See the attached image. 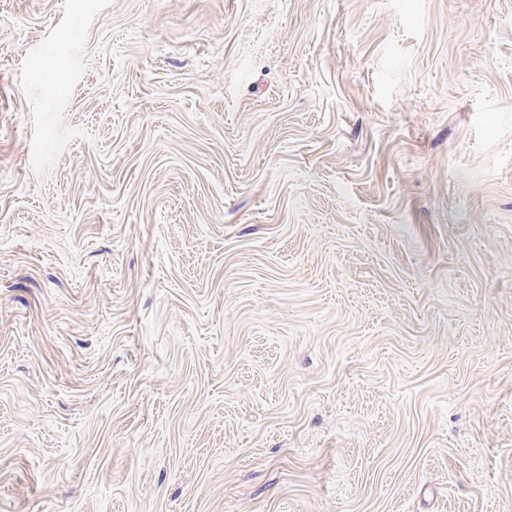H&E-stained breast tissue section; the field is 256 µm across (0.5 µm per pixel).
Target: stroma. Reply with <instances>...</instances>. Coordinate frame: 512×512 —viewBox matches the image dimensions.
Wrapping results in <instances>:
<instances>
[{"label": "stroma", "mask_w": 512, "mask_h": 512, "mask_svg": "<svg viewBox=\"0 0 512 512\" xmlns=\"http://www.w3.org/2000/svg\"><path fill=\"white\" fill-rule=\"evenodd\" d=\"M0 512H512V0H0Z\"/></svg>", "instance_id": "1"}]
</instances>
